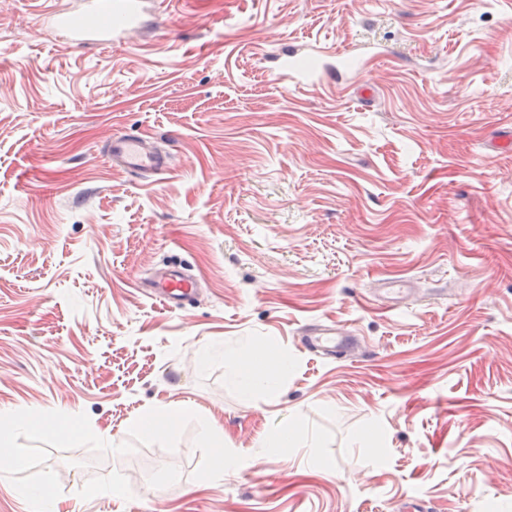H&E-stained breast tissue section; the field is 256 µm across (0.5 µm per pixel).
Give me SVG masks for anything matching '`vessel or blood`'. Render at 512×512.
I'll list each match as a JSON object with an SVG mask.
<instances>
[{
  "instance_id": "obj_1",
  "label": "vessel or blood",
  "mask_w": 512,
  "mask_h": 512,
  "mask_svg": "<svg viewBox=\"0 0 512 512\" xmlns=\"http://www.w3.org/2000/svg\"><path fill=\"white\" fill-rule=\"evenodd\" d=\"M85 13L89 20L75 22L72 14L61 12L51 19L54 29L61 32L68 43L76 45L111 41L141 26L143 0H114L111 13L100 11V0H85ZM302 54L284 51L275 57L276 70L283 81L314 86L332 73L349 74L354 70L353 58L344 52L329 55L322 49L313 50L311 65H304ZM105 156L112 166L136 178H151L171 172L174 168L167 153L155 145L152 138L141 132H120L110 137ZM152 296L168 310H187L194 300L195 281L180 267L173 266L158 273L150 283ZM307 345L313 350L329 353L344 352L354 341L342 328H326L309 337Z\"/></svg>"
}]
</instances>
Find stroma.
Returning <instances> with one entry per match:
<instances>
[{"label": "stroma", "instance_id": "1", "mask_svg": "<svg viewBox=\"0 0 512 512\" xmlns=\"http://www.w3.org/2000/svg\"><path fill=\"white\" fill-rule=\"evenodd\" d=\"M145 6L138 35L77 47L48 17L80 0H0V408L125 442L181 402L244 460L195 479L193 423L171 452L54 449L59 512H512V151L487 148L512 127V0ZM313 45L365 65L278 80L274 54ZM132 130L171 173L112 168ZM174 253L200 280L184 312L141 288ZM324 323L362 356L309 353ZM253 341L293 369L247 402L224 356ZM287 424L296 448L262 456Z\"/></svg>", "mask_w": 512, "mask_h": 512}]
</instances>
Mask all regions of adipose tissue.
<instances>
[{"mask_svg":"<svg viewBox=\"0 0 512 512\" xmlns=\"http://www.w3.org/2000/svg\"><path fill=\"white\" fill-rule=\"evenodd\" d=\"M292 363L287 355L277 354L263 347L227 358L225 376L244 400H252L258 393H274L287 378Z\"/></svg>","mask_w":512,"mask_h":512,"instance_id":"obj_1","label":"adipose tissue"}]
</instances>
